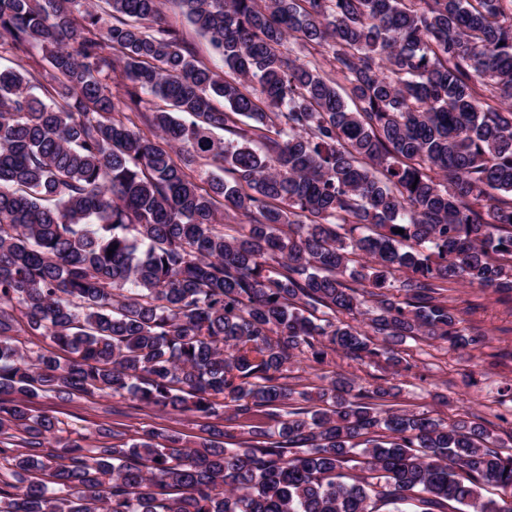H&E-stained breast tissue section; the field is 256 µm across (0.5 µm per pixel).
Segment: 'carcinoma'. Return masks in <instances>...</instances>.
Listing matches in <instances>:
<instances>
[{"label": "carcinoma", "instance_id": "1", "mask_svg": "<svg viewBox=\"0 0 512 512\" xmlns=\"http://www.w3.org/2000/svg\"><path fill=\"white\" fill-rule=\"evenodd\" d=\"M0 47L48 65L0 69V512H512L486 427L284 375L479 344L445 284L512 293V0H0ZM125 393L249 440L33 407ZM164 11L167 21L176 25L183 32L184 37L193 48L196 56L212 69L218 72L224 71L223 62L214 55L208 41L198 34L180 11L170 3L166 4Z\"/></svg>", "mask_w": 512, "mask_h": 512}]
</instances>
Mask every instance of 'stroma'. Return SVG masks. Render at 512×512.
<instances>
[{
  "label": "stroma",
  "instance_id": "stroma-1",
  "mask_svg": "<svg viewBox=\"0 0 512 512\" xmlns=\"http://www.w3.org/2000/svg\"><path fill=\"white\" fill-rule=\"evenodd\" d=\"M447 295L469 333L483 336L482 345L454 349L421 338L409 339L398 347L409 368L399 372L340 353L331 364L314 367L301 355L288 366V383L310 391L324 386L326 376L336 370L367 387L383 375L396 387L394 407L448 422L468 412L485 420L494 435L512 443V294L452 281ZM34 407L64 421L75 434H90L102 423L129 436L154 427L182 433L192 441L203 434L201 419L138 408L125 394L103 398L76 395L67 401L44 396L36 399Z\"/></svg>",
  "mask_w": 512,
  "mask_h": 512
}]
</instances>
